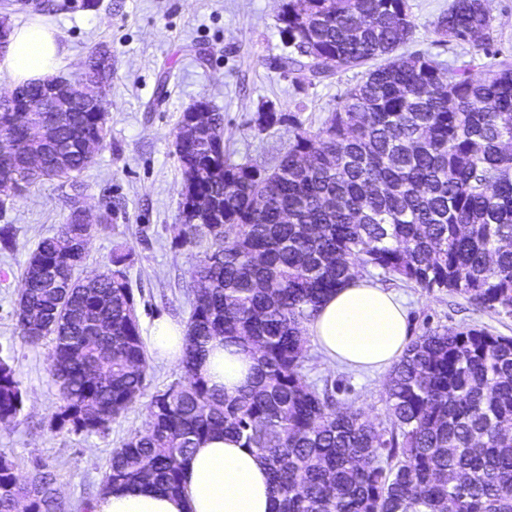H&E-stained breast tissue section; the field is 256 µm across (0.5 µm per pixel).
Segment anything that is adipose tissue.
Listing matches in <instances>:
<instances>
[{
  "instance_id": "ef3b65f1",
  "label": "adipose tissue",
  "mask_w": 512,
  "mask_h": 512,
  "mask_svg": "<svg viewBox=\"0 0 512 512\" xmlns=\"http://www.w3.org/2000/svg\"><path fill=\"white\" fill-rule=\"evenodd\" d=\"M59 31L35 22L11 29L0 50V65L15 83L51 76L65 56ZM306 334L325 361L358 370H385L403 355L410 340L407 312L397 294L371 280L354 277L322 302ZM186 328L157 318L148 345L159 360L180 363ZM256 361L245 346L213 341L199 371L209 386L235 394L254 373ZM184 491L172 495L152 489L114 487L102 492L93 512H277L264 461L239 442L217 436L195 448L185 462Z\"/></svg>"
}]
</instances>
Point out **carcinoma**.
I'll return each instance as SVG.
<instances>
[{
	"label": "carcinoma",
	"instance_id": "cac0c4a2",
	"mask_svg": "<svg viewBox=\"0 0 512 512\" xmlns=\"http://www.w3.org/2000/svg\"><path fill=\"white\" fill-rule=\"evenodd\" d=\"M281 34L295 79L355 72L315 133L272 107L259 131L287 121L293 138L273 167L224 156V115L175 147L182 173L176 239L202 250L190 269L183 376L154 394L145 428L112 450L101 489L182 492L194 448L226 434L267 460L279 512H512V336L477 325L430 329L389 370L385 420L340 405L305 372L310 320L358 270L437 288L484 312L512 316V61L490 50L486 0H451L437 21L448 42L482 54L448 66L407 52L409 0H283ZM91 72L18 85L22 97L62 85L66 112H25L0 99V210L37 180L81 195V173L108 135L107 108L81 106ZM38 155L43 170H29ZM206 196L214 206L189 210ZM262 195V206L254 205ZM111 211L41 238L23 267L13 315L21 342L51 345L60 405L55 431L101 434L144 395L150 372L125 258L92 278L78 268ZM249 346L250 384L234 396L199 373L209 343ZM22 383L0 359V426L19 423ZM72 512L37 461L25 480L0 454V512Z\"/></svg>",
	"mask_w": 512,
	"mask_h": 512
}]
</instances>
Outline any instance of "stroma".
Returning a JSON list of instances; mask_svg holds the SVG:
<instances>
[{
  "label": "stroma",
  "mask_w": 512,
  "mask_h": 512,
  "mask_svg": "<svg viewBox=\"0 0 512 512\" xmlns=\"http://www.w3.org/2000/svg\"><path fill=\"white\" fill-rule=\"evenodd\" d=\"M410 2L416 23L411 50L429 52L446 64L465 61L462 47L446 42L435 28L449 0ZM281 5L282 0H100L95 10L8 12L14 27L37 18L56 26L68 50L60 75L79 73L97 44H107L112 52L106 95L109 134L79 180L92 215L109 204L114 212L109 228L91 237L80 274L94 275L113 253L127 254L124 270L142 330L162 316L185 322L190 310L185 289L198 256L175 241L181 171L173 132L181 113L196 101L210 102L224 115L225 155L236 163L270 167L287 147L293 128L281 123L254 129L251 120L261 106L293 114L315 132L357 81L355 74L346 73L300 82L275 69V60L288 52L280 35ZM165 70L170 79L162 89L158 81ZM68 215L65 190L56 180L37 183L0 212V227L10 226L16 241L13 251H0V357L13 362L25 399L19 425L0 427V454L13 458L22 475L33 461L46 463L61 494L77 503L99 495L113 448L144 428L146 409L137 403L103 435L50 428L58 398L50 382L49 348L21 344L13 306L28 251L40 238L53 235ZM391 289L407 302L411 336L429 327L469 325L512 336V316L475 310L445 291L399 283ZM308 355L311 380L342 381L345 404L383 420L385 373L327 365L313 345Z\"/></svg>",
  "instance_id": "1"
}]
</instances>
